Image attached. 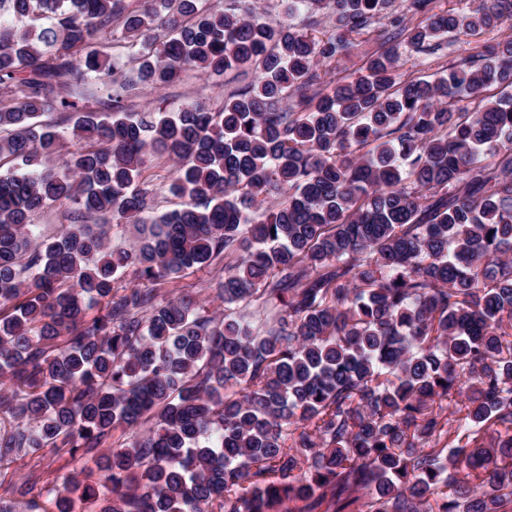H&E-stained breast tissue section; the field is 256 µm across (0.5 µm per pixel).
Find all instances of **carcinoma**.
<instances>
[{"label": "carcinoma", "mask_w": 512, "mask_h": 512, "mask_svg": "<svg viewBox=\"0 0 512 512\" xmlns=\"http://www.w3.org/2000/svg\"><path fill=\"white\" fill-rule=\"evenodd\" d=\"M239 2L0 0V469L105 446L109 491L10 494L22 512H512V35L469 41L512 0H411L415 24L393 0H288L305 27ZM445 42L465 52L447 74L401 72V47ZM233 69L257 80L216 108L131 109ZM164 154L181 203L159 212L143 176ZM53 204L69 224L34 237ZM220 258L224 313L160 293Z\"/></svg>", "instance_id": "obj_1"}]
</instances>
